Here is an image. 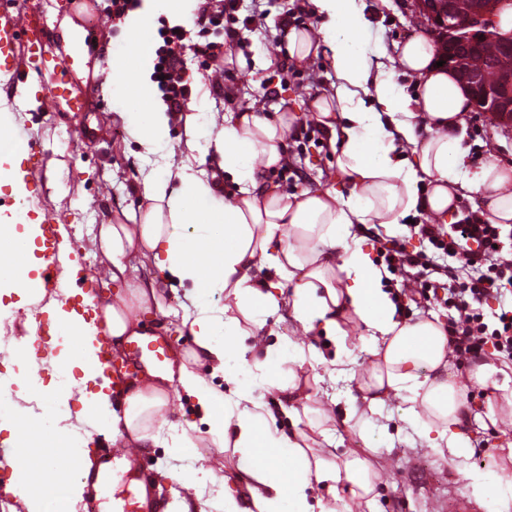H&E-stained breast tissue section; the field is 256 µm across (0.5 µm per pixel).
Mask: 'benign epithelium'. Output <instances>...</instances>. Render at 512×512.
<instances>
[{"instance_id": "1", "label": "benign epithelium", "mask_w": 512, "mask_h": 512, "mask_svg": "<svg viewBox=\"0 0 512 512\" xmlns=\"http://www.w3.org/2000/svg\"><path fill=\"white\" fill-rule=\"evenodd\" d=\"M440 54L484 104L491 123L512 127V34L499 33L504 0H416Z\"/></svg>"}]
</instances>
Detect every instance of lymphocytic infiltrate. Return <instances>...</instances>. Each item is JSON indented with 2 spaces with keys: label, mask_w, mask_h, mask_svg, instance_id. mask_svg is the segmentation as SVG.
Segmentation results:
<instances>
[{
  "label": "lymphocytic infiltrate",
  "mask_w": 512,
  "mask_h": 512,
  "mask_svg": "<svg viewBox=\"0 0 512 512\" xmlns=\"http://www.w3.org/2000/svg\"><path fill=\"white\" fill-rule=\"evenodd\" d=\"M172 30L157 51L154 66L169 109L178 111L188 94L184 63L174 48L182 40ZM411 235L427 242L439 262L407 252L390 239L383 269L395 288L396 303L409 296L407 285L419 284L420 295H433L448 310V354L456 361H478L486 352L512 360V232L471 214L452 224H411ZM497 310H490V303Z\"/></svg>",
  "instance_id": "lymphocytic-infiltrate-1"
}]
</instances>
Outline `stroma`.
<instances>
[{"instance_id":"obj_1","label":"stroma","mask_w":512,"mask_h":512,"mask_svg":"<svg viewBox=\"0 0 512 512\" xmlns=\"http://www.w3.org/2000/svg\"><path fill=\"white\" fill-rule=\"evenodd\" d=\"M40 7L31 19L44 32L45 48L54 55L66 52L58 29L60 18L72 17L85 31L84 49L73 50L80 66L73 75L74 83L85 92V106L79 112L42 110L38 100H29L26 111L12 112L8 120L16 130L32 135L42 143L47 159L42 170L21 162L20 170L28 190L25 198H15L10 185L0 186V217L26 210L33 220L52 213L54 221L63 225L68 241L84 267L97 277V301L118 303L123 288L112 282V265L98 238L101 225L115 222L122 210L135 209L142 202L144 182L167 177L182 166L218 184L224 203H233L238 186L221 176L212 160L210 144L224 127L227 110L263 108L293 116L288 139V159L279 167L265 171L266 185L283 194L303 190H321L333 184L336 177V154L305 138L307 123L314 117L309 103L317 95L331 91L335 76L322 57H312L295 64L293 72L283 71L288 60L282 25L301 29L318 26L319 20L308 10H295V0H237V9L223 26L184 30V79L189 88L188 108L178 112L170 126L168 143L155 152H146L131 136L129 123L142 106L131 101L124 89L131 78L128 73H115L106 66L108 51L126 49L124 19L112 15L111 0H91L90 10L77 14L73 0H39ZM368 22L364 34L367 54L382 62L395 81L413 92L412 80L404 74L395 47L427 32V22L419 13L415 0H364ZM235 37H228V30ZM213 43L221 54L218 65L227 69L223 78L206 72L208 60L194 55V48ZM232 87L234 95L217 97L215 81ZM271 97H264V89ZM469 148L470 167L512 158V130L494 127L480 112H470L463 131ZM195 138V149H188L187 138ZM130 280L157 282L158 304L140 312L144 334L165 342L169 355L186 354L193 337L184 319L195 310L190 288L174 280H163L154 264L140 256H130ZM346 353L341 357L346 373L337 376L332 362L336 347L323 330L307 329L281 311L268 317L259 329H249L243 342L252 354L265 358L267 351L282 349L285 360L275 384H259L258 395L266 404L270 428L290 434L307 429L309 420L326 427V434L312 432V452L327 461L346 456L366 459L375 473L372 502L351 495L347 485H339L337 495L318 489L315 495L328 506L341 497L349 512H442L449 494L471 496L470 474L494 469L499 488L512 487V406L494 389L484 388L470 378L471 366L452 362L451 370L464 394L463 412L466 435L472 452L468 458L440 456L421 437L409 421L410 415L425 416L421 404L411 402L404 391L389 392L380 413L372 415L364 432H356L344 424L345 412L359 386L373 369L367 352V336L357 322L345 324ZM315 350L321 361L311 367H298L289 361L294 349ZM296 373L298 387L287 393L289 373ZM0 375L27 379L31 394L30 426L53 431L58 422L55 404L39 383L29 381L25 364L6 361L0 354ZM169 409L163 424L155 427L154 441L143 448L135 459L111 458L106 476L97 480L94 490L100 512H134L138 488L151 480L157 490L168 488L173 474H185L179 491L167 498L168 507L188 500L202 504L205 512H224V495L246 494L242 478L246 467L232 451L214 448L210 443L209 425L202 412L189 401L178 385L168 390ZM293 404L306 412V419L292 422L281 407ZM188 434L193 445L176 454L171 450L175 436Z\"/></svg>"}]
</instances>
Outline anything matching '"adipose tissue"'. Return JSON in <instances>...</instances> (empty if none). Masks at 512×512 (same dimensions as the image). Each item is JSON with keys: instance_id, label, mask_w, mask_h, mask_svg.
Masks as SVG:
<instances>
[{"instance_id": "adipose-tissue-1", "label": "adipose tissue", "mask_w": 512, "mask_h": 512, "mask_svg": "<svg viewBox=\"0 0 512 512\" xmlns=\"http://www.w3.org/2000/svg\"><path fill=\"white\" fill-rule=\"evenodd\" d=\"M194 2L141 0L126 19L128 51L107 58L112 70L136 72L125 93L149 104L150 110L133 122L131 133L148 151L167 140L171 114L155 98L146 33L161 14L173 23L187 22ZM308 8L321 24L289 29L288 56L299 62L323 56L335 75L331 93L311 103L336 152L335 185L291 195L268 189L262 172L282 164L292 121L231 110L225 112L224 129L211 148L217 166L239 187L234 204L219 202L215 185L184 167L173 180L144 183L141 196L147 205L140 209L138 223L104 224L99 230L100 244L112 261V280L125 286L131 305L145 310L157 298L154 283L129 281L127 258L133 253L151 259L164 278L189 286L197 305L189 324L194 343L190 357L168 362L158 373L159 383L127 384L123 412L104 418L98 429L146 444L168 407L167 385L177 384L203 410L212 444L233 448L248 463V494L225 497L224 512H313L311 495L325 483L347 482L351 493L361 497L374 490L366 461L352 457L339 466L310 460L304 431L286 435L269 428L255 382L274 378L276 363L254 361L249 380L226 369L230 356L247 355L237 341L244 333L242 321L259 329L283 309L305 326L322 328L339 348L345 342L344 321L364 326L373 372L353 398L347 421L361 425L366 413L379 412L388 392L404 390L432 419L421 431L433 450L467 457L463 395L448 372L447 332L436 320H396L381 272L352 229L358 224L391 229L406 217L423 214L443 222L466 197L478 198L487 223L512 224V162L468 171L460 130L473 102L454 71L438 65L431 40L420 35L398 47L399 62L415 81L411 96L365 52L362 0H308ZM257 157L262 160L258 168L252 164ZM343 187L348 197L340 196ZM40 233L39 225L27 223L12 256L16 274L8 286L28 304L44 299L29 277L33 265L28 252ZM260 259L273 269L272 280H253L251 271ZM218 291L229 300L220 310L208 303ZM98 319L91 326L77 313L60 314L61 324L77 338L75 352H63V359L81 368L83 383L102 386L82 403L76 415L81 422L110 401V383L103 380L98 362L99 331L107 330L117 347L141 337L128 309L108 305ZM202 361L223 371L231 385L229 396L218 394L197 372ZM283 448L290 449L294 465L277 474L264 458Z\"/></svg>"}]
</instances>
